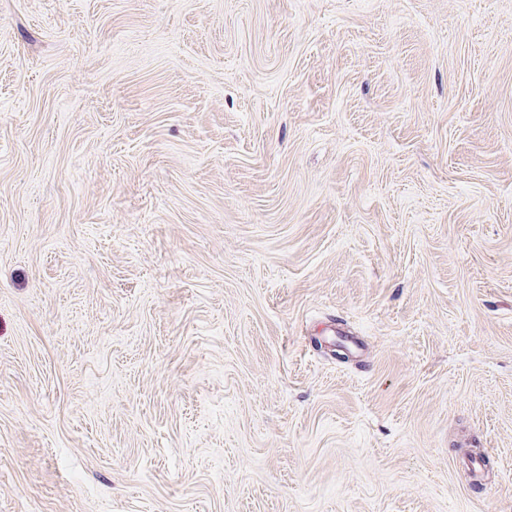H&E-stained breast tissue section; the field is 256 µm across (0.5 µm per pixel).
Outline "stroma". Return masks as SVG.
<instances>
[{"mask_svg":"<svg viewBox=\"0 0 512 512\" xmlns=\"http://www.w3.org/2000/svg\"><path fill=\"white\" fill-rule=\"evenodd\" d=\"M0 512H512V0H0Z\"/></svg>","mask_w":512,"mask_h":512,"instance_id":"obj_1","label":"stroma"}]
</instances>
